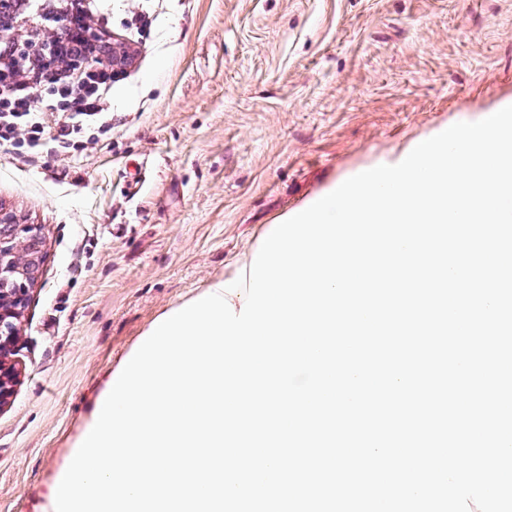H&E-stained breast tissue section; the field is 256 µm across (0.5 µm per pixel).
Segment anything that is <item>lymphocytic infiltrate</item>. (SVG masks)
<instances>
[{"mask_svg": "<svg viewBox=\"0 0 512 512\" xmlns=\"http://www.w3.org/2000/svg\"><path fill=\"white\" fill-rule=\"evenodd\" d=\"M112 0H26L22 19L30 36L45 49L43 56L18 62L0 50V146L18 155L37 157L45 139H53L59 150L81 151L83 129L94 130L98 139L112 134L110 105L112 85L118 77L111 66L95 64V57L112 45L109 29L96 41L76 34L48 31V14L65 11L72 24L103 19ZM90 58V65L74 66L77 57ZM45 82L38 91L37 82Z\"/></svg>", "mask_w": 512, "mask_h": 512, "instance_id": "obj_1", "label": "lymphocytic infiltrate"}]
</instances>
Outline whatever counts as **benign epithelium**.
<instances>
[{
  "instance_id": "obj_1",
  "label": "benign epithelium",
  "mask_w": 512,
  "mask_h": 512,
  "mask_svg": "<svg viewBox=\"0 0 512 512\" xmlns=\"http://www.w3.org/2000/svg\"><path fill=\"white\" fill-rule=\"evenodd\" d=\"M12 50L16 57L33 53L31 40L25 31L16 28L11 33ZM125 54L119 37H112V56L98 58L101 65L112 64L121 69ZM42 228L26 224L0 206V406L12 397L18 370L12 357L21 333V319L29 306L30 290L42 261Z\"/></svg>"
}]
</instances>
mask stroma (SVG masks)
Listing matches in <instances>:
<instances>
[{
	"mask_svg": "<svg viewBox=\"0 0 512 512\" xmlns=\"http://www.w3.org/2000/svg\"><path fill=\"white\" fill-rule=\"evenodd\" d=\"M142 12L110 140L34 162L0 147V205L43 228L0 512H39L140 336L238 277L271 225L512 105V0H112V32Z\"/></svg>",
	"mask_w": 512,
	"mask_h": 512,
	"instance_id": "1",
	"label": "stroma"
}]
</instances>
